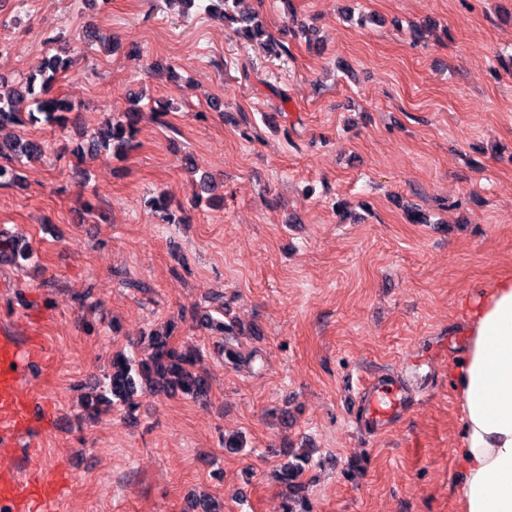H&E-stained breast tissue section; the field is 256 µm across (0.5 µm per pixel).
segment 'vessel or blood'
<instances>
[{
	"label": "vessel or blood",
	"instance_id": "b4317fda",
	"mask_svg": "<svg viewBox=\"0 0 512 512\" xmlns=\"http://www.w3.org/2000/svg\"><path fill=\"white\" fill-rule=\"evenodd\" d=\"M25 356L35 360L40 351L35 346L21 351L14 339L0 337V446L4 448L45 414L44 402L28 395L23 387L19 364ZM360 396L368 405L369 425L379 430L402 408L396 380L383 372L363 383ZM58 499L56 489L35 471L0 485V512H56Z\"/></svg>",
	"mask_w": 512,
	"mask_h": 512
}]
</instances>
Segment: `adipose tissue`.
I'll list each match as a JSON object with an SVG mask.
<instances>
[{
	"instance_id": "1",
	"label": "adipose tissue",
	"mask_w": 512,
	"mask_h": 512,
	"mask_svg": "<svg viewBox=\"0 0 512 512\" xmlns=\"http://www.w3.org/2000/svg\"><path fill=\"white\" fill-rule=\"evenodd\" d=\"M471 340L453 373L463 399L464 512H512V277L470 311Z\"/></svg>"
}]
</instances>
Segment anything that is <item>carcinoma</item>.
Listing matches in <instances>:
<instances>
[{
  "label": "carcinoma",
  "mask_w": 512,
  "mask_h": 512,
  "mask_svg": "<svg viewBox=\"0 0 512 512\" xmlns=\"http://www.w3.org/2000/svg\"><path fill=\"white\" fill-rule=\"evenodd\" d=\"M240 0H210L209 10L219 15L225 25L234 26V32L250 42L257 43L270 55L280 56L287 49L266 35L258 22V15L241 12L237 9ZM69 62L53 56L46 62L45 69L51 74L30 77L25 83L13 85L0 77V128L8 124L20 125L24 122L38 123L44 121L59 128L65 126L67 114L72 112V104L62 98L51 95V85L55 74L67 71ZM141 113L132 108L118 116L105 120L99 131V138L106 146H112V155L118 157L132 146L137 133V124ZM42 149L35 143L16 139L8 143L0 142V185L18 180L16 163L23 157L39 154ZM6 251L13 261H27L31 250L21 248L20 241L0 239V252ZM208 329L215 336L223 339L224 362L233 366L245 360L240 348L235 346L230 337L236 335L235 327L213 318L207 321ZM173 325H168L163 332L152 334L151 352L139 358L117 353L112 357V375L106 377V385L112 393L114 404L133 411L139 389L149 386L154 393L179 391L195 399H204L209 392V383L196 365L200 362V350L194 346L175 347L170 338ZM307 457L297 455L294 464L281 466L280 478L285 484H294L303 470Z\"/></svg>",
  "instance_id": "cac0c4a2"
}]
</instances>
